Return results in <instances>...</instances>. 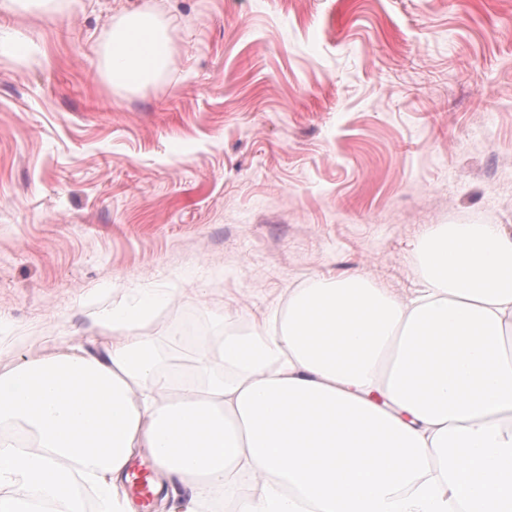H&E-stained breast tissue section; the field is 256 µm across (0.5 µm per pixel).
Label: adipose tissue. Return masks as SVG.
Listing matches in <instances>:
<instances>
[{
	"label": "adipose tissue",
	"instance_id": "ef3b65f1",
	"mask_svg": "<svg viewBox=\"0 0 512 512\" xmlns=\"http://www.w3.org/2000/svg\"><path fill=\"white\" fill-rule=\"evenodd\" d=\"M113 85L175 62L150 12L105 46ZM401 297L362 276L313 279L185 372L144 329L177 289L114 305L95 336L0 370V512H137L147 454L166 512H512V235L438 224Z\"/></svg>",
	"mask_w": 512,
	"mask_h": 512
}]
</instances>
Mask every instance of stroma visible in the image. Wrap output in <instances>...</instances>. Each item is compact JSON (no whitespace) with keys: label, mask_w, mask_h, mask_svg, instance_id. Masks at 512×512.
<instances>
[{"label":"stroma","mask_w":512,"mask_h":512,"mask_svg":"<svg viewBox=\"0 0 512 512\" xmlns=\"http://www.w3.org/2000/svg\"><path fill=\"white\" fill-rule=\"evenodd\" d=\"M0 12V369L183 291L208 340L314 277L421 286L436 224L512 234V0H63ZM172 69L112 85L134 11Z\"/></svg>","instance_id":"35a3bbf8"}]
</instances>
